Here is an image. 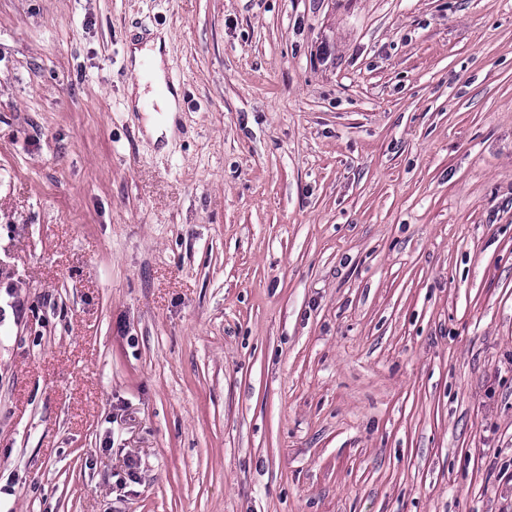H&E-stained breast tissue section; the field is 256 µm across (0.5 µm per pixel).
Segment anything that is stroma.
I'll list each match as a JSON object with an SVG mask.
<instances>
[{"instance_id": "stroma-1", "label": "stroma", "mask_w": 512, "mask_h": 512, "mask_svg": "<svg viewBox=\"0 0 512 512\" xmlns=\"http://www.w3.org/2000/svg\"><path fill=\"white\" fill-rule=\"evenodd\" d=\"M0 512H512V0H0ZM167 38L164 35L149 39L146 42L135 40L130 42L128 57L133 61V69L139 71L145 61H149L153 71V79L150 83V91H146V82L139 81L136 85L129 87L128 105L131 109L139 112H157L148 111L144 108L146 101L150 100L157 104L159 111L167 114L164 123H159L152 115L145 120V130L153 141H158L163 135L169 139L173 132L174 113L178 112V102L181 99L180 91L177 85L168 88L164 81L162 46L166 44Z\"/></svg>"}]
</instances>
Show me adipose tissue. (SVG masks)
<instances>
[{
    "mask_svg": "<svg viewBox=\"0 0 512 512\" xmlns=\"http://www.w3.org/2000/svg\"><path fill=\"white\" fill-rule=\"evenodd\" d=\"M163 39L155 37L148 41H132L129 57L134 68H141L143 63H150L153 71L151 84L137 83L130 85L128 105L136 110H143L146 101L157 104L159 111L169 114L178 110L180 91L178 88L167 87L164 81L162 46Z\"/></svg>",
    "mask_w": 512,
    "mask_h": 512,
    "instance_id": "obj_1",
    "label": "adipose tissue"
}]
</instances>
